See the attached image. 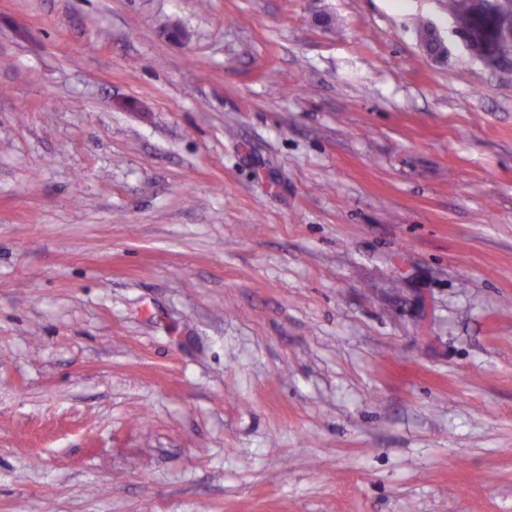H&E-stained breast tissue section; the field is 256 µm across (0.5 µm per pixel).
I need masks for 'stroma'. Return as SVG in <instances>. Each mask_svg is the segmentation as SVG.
<instances>
[{
    "label": "stroma",
    "mask_w": 512,
    "mask_h": 512,
    "mask_svg": "<svg viewBox=\"0 0 512 512\" xmlns=\"http://www.w3.org/2000/svg\"><path fill=\"white\" fill-rule=\"evenodd\" d=\"M0 512H512V74L448 0H0Z\"/></svg>",
    "instance_id": "1"
}]
</instances>
